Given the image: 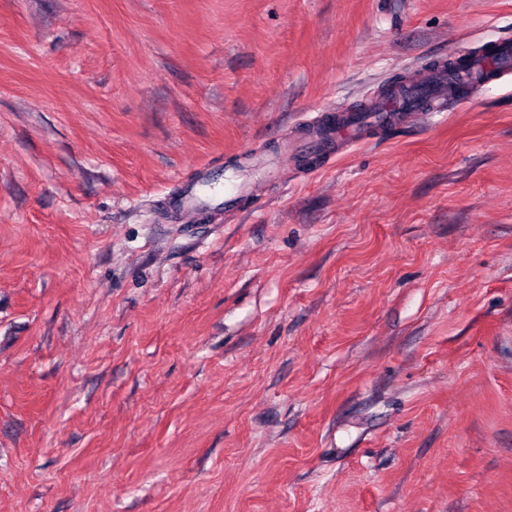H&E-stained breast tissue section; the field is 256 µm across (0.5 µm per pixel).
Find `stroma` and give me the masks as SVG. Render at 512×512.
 Here are the masks:
<instances>
[{
  "mask_svg": "<svg viewBox=\"0 0 512 512\" xmlns=\"http://www.w3.org/2000/svg\"><path fill=\"white\" fill-rule=\"evenodd\" d=\"M512 0H0V512H512V76L289 159ZM251 184L187 224L200 166Z\"/></svg>",
  "mask_w": 512,
  "mask_h": 512,
  "instance_id": "35a3bbf8",
  "label": "stroma"
}]
</instances>
